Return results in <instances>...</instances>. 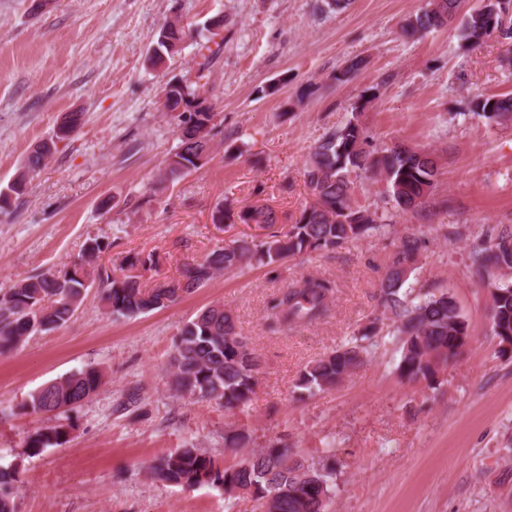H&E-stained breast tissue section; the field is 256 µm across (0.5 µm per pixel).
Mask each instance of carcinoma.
I'll return each instance as SVG.
<instances>
[{"mask_svg": "<svg viewBox=\"0 0 512 512\" xmlns=\"http://www.w3.org/2000/svg\"><path fill=\"white\" fill-rule=\"evenodd\" d=\"M460 0H428L426 7L408 16L402 32L419 37L441 28L454 18ZM461 38L471 46L483 44L491 35L512 40V0H482L466 13L460 23ZM191 35L173 21L159 32L150 61L156 65L166 56L178 53L176 46ZM365 65V59L353 58L333 75L337 83H346ZM167 83L164 109L179 103L190 109L178 115V145L165 167L164 180L175 182L191 170L203 166L202 151L210 147L213 137L221 133L222 121L212 107L195 95L188 86ZM376 93L363 91L352 107L351 116L338 129L329 132L315 148L305 169L306 183L314 202L304 208L286 231H275L260 238L240 241L233 247H218L204 258L184 265L181 282L191 292L205 286L221 273L236 274L252 263L282 264L299 254L332 251L343 243L379 232L388 227L379 208L359 206L352 198L354 178L367 172L378 174L388 193L403 211L419 215L426 208H448V200L434 199L438 159L416 147L396 144L377 148L369 140L361 122V112ZM473 112L488 126L512 125V94L490 95L478 100ZM52 156L48 142L37 144L29 153L23 170L6 187L0 189V210L11 206L26 192L28 178L40 171ZM243 224L261 228L277 223L272 208L265 205L245 207L237 212ZM111 243L90 240L84 259L58 273H44L16 281L0 289V352L16 346L22 337L51 330L66 323L81 303L89 284L102 290V301L119 317H133L162 308L175 297L157 288L144 286L138 277L119 279L114 272L96 264ZM421 240L413 233L398 237L387 257L386 271L380 286L384 313L392 321L400 359L397 369L406 378L433 384L449 363L456 360L469 336L468 325L460 305L448 292L413 294L405 287L418 269ZM470 267L478 275L512 269V227L495 230L487 239L474 245L469 253ZM336 284L318 276H308L297 285L283 290L272 301L276 326L291 328L312 323L325 316ZM491 296V332L499 343L512 336V283L488 282ZM383 319L374 317L359 326L349 340L329 354L307 365L301 372L298 387L312 394L334 387L364 365L372 353V339L382 330ZM171 387L179 394L198 395L226 410L239 409L251 401L263 364L244 336L233 313L222 305H211L186 322L177 334L170 362ZM102 375L86 366L61 377L29 394L23 407L33 414H49L57 406L93 395L101 386ZM62 426L36 430L28 438V447L38 453L44 448L66 443ZM250 435L239 430L224 433L227 448H243ZM248 470L232 462L219 469L212 457L196 448H178L157 459L151 466L154 478L177 485L237 484L255 486L253 497L263 499L262 488L277 486L282 494L269 506V512H325L327 500L335 486L336 455L326 452L322 466L311 470L307 491L296 493L298 471L307 460L294 449L272 442L251 451ZM15 472L0 466V512H15Z\"/></svg>", "mask_w": 512, "mask_h": 512, "instance_id": "1", "label": "carcinoma"}]
</instances>
